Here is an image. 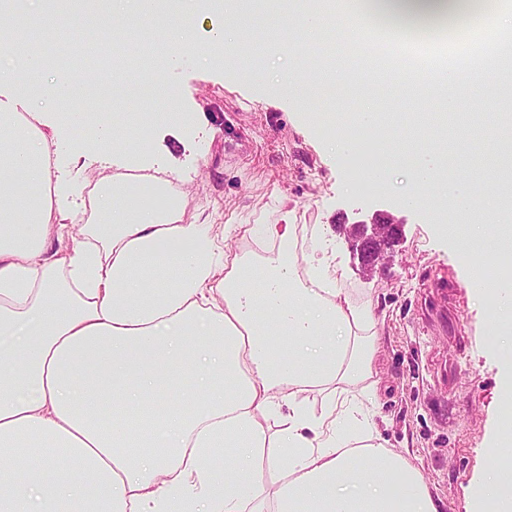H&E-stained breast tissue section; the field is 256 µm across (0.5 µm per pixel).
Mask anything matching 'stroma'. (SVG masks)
Here are the masks:
<instances>
[{
	"label": "stroma",
	"instance_id": "obj_1",
	"mask_svg": "<svg viewBox=\"0 0 512 512\" xmlns=\"http://www.w3.org/2000/svg\"><path fill=\"white\" fill-rule=\"evenodd\" d=\"M280 0H271L245 41L252 55L273 71L287 69L294 35L283 26ZM309 57L304 95L288 99L240 75L244 51L226 54V64L172 63L167 30H148L145 44L159 74L172 86L174 107L184 121L152 129V147L141 163L147 175L166 183L180 199L186 220L210 218L225 247L262 263L276 247L253 242L247 224L301 226L307 247L326 230L343 274L337 285L352 303L384 315L381 349L366 393L384 447L407 453L439 506L466 512L485 478L503 413L501 343L487 302L474 293L467 264L443 238L440 214L406 203L411 188L403 168L387 184L349 189L356 159L333 152L331 134L375 106L387 113L384 128L360 150L380 160L386 143L421 140L415 119L431 97L407 93L397 74L378 69L382 45L363 53V65L336 84L326 67H343L335 43L302 37ZM74 101L45 100L39 107L47 136L63 146L94 149L96 135L68 121ZM385 215L402 236L383 267L364 269L347 242L351 224ZM236 230L225 233V225Z\"/></svg>",
	"mask_w": 512,
	"mask_h": 512
}]
</instances>
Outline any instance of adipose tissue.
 Returning a JSON list of instances; mask_svg holds the SVG:
<instances>
[{"instance_id":"adipose-tissue-1","label":"adipose tissue","mask_w":512,"mask_h":512,"mask_svg":"<svg viewBox=\"0 0 512 512\" xmlns=\"http://www.w3.org/2000/svg\"><path fill=\"white\" fill-rule=\"evenodd\" d=\"M309 2L306 31L383 40L403 80L447 108L512 72V0ZM206 8L199 45L186 33ZM228 10L246 20L250 0H90L84 30L91 42L161 25L179 53L217 61ZM62 14L0 7V29L64 38ZM100 80L46 81L36 55L0 66L22 106L0 108V512H439L407 457L376 444L355 392L381 345L370 311L298 285L286 253L257 266L226 252L158 180L105 176L84 192L59 174L37 104ZM88 209L100 223L71 232ZM187 377L192 390L155 402ZM268 469L282 475L271 492Z\"/></svg>"}]
</instances>
